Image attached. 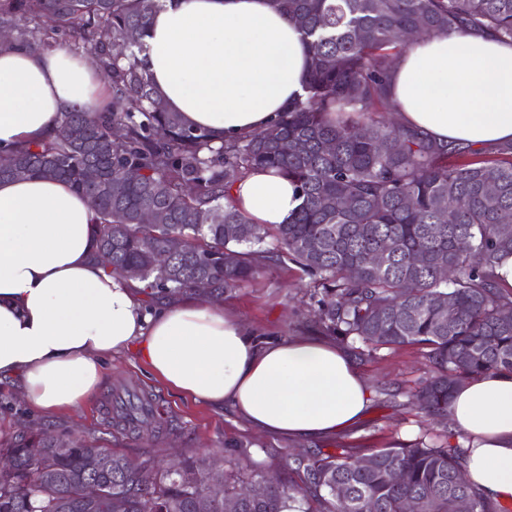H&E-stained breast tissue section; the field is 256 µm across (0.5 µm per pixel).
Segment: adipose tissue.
Instances as JSON below:
<instances>
[{
    "mask_svg": "<svg viewBox=\"0 0 512 512\" xmlns=\"http://www.w3.org/2000/svg\"><path fill=\"white\" fill-rule=\"evenodd\" d=\"M142 58L163 106L232 140L264 131L301 94L309 57L297 24L270 0H166ZM399 123L456 148L512 142V43L488 31L429 35L394 65ZM86 59L64 47L0 49V151L51 135L57 113L103 109ZM254 223H288L301 203L288 176L256 172L232 190ZM142 285L95 259L94 213L61 179L0 181V382L43 411L78 406L103 357L134 351L167 387L227 407L255 433L315 441L359 421L370 385L349 352L309 333L259 342L214 298L190 292L148 307ZM463 474L512 501V373L463 383L448 407Z\"/></svg>",
    "mask_w": 512,
    "mask_h": 512,
    "instance_id": "adipose-tissue-1",
    "label": "adipose tissue"
}]
</instances>
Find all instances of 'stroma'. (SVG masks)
Segmentation results:
<instances>
[{"label":"stroma","instance_id":"35a3bbf8","mask_svg":"<svg viewBox=\"0 0 512 512\" xmlns=\"http://www.w3.org/2000/svg\"><path fill=\"white\" fill-rule=\"evenodd\" d=\"M312 292L309 278L288 264L267 269L254 281L225 293L223 303L257 340H276L307 332L314 308ZM357 366L370 383L369 407L356 426L320 442L295 445L281 437L258 436L230 409L172 391L129 351L104 359V377L94 395L76 408L48 417L31 408L16 385L1 382L0 447L10 446L27 429L86 440L108 432L114 452L138 461L149 458L163 463L179 449L199 458L219 457L227 469L293 481L297 475L291 462L299 453L331 452L344 446L365 456L433 428V421L408 405L404 394L397 398L388 395L391 389L405 392L430 377L429 363L419 348H383L358 359ZM127 387L151 395L154 414L164 423L162 433L145 429L135 436L116 427V398Z\"/></svg>","mask_w":512,"mask_h":512}]
</instances>
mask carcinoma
Returning a JSON list of instances; mask_svg holds the SVG:
<instances>
[{
	"label": "carcinoma",
	"mask_w": 512,
	"mask_h": 512,
	"mask_svg": "<svg viewBox=\"0 0 512 512\" xmlns=\"http://www.w3.org/2000/svg\"><path fill=\"white\" fill-rule=\"evenodd\" d=\"M272 2L303 30L311 58L304 95L267 130L217 144L156 107L139 55L164 0H0V29L10 33L0 48L89 51L112 95L104 112L58 113L52 141L0 155V180L69 182L95 214L103 269L156 293L193 291L204 278L221 299L272 265H296L317 289L319 332L359 356L403 346L425 352L434 375L407 397L445 428V442L425 431L377 449L369 469L347 448L299 459L302 484L281 483L256 501L243 494L248 477L215 473L191 456L144 482L139 470L150 461L110 452L112 473L92 492L82 458L109 439L23 434L0 449L13 460L0 471V512H108L102 504L110 497L124 499L125 512H195V497L210 489L211 512H224L230 499L239 512H280L294 497L299 512H405L409 503L415 512H506L464 479L448 406L466 380L512 372V288H501L496 273L512 256V143L458 150L379 113L396 112L387 79L408 49L399 32L482 30L512 41V0ZM98 164L107 173L93 187L85 171ZM270 170L296 182L301 204L288 223L266 227L233 204L231 190ZM345 196L349 207L340 203ZM145 210L158 222L141 223ZM174 238L181 250L158 260ZM387 243L383 263H371ZM450 308L456 316L448 321ZM395 469L405 483L391 481Z\"/></svg>",
	"instance_id": "cac0c4a2"
}]
</instances>
